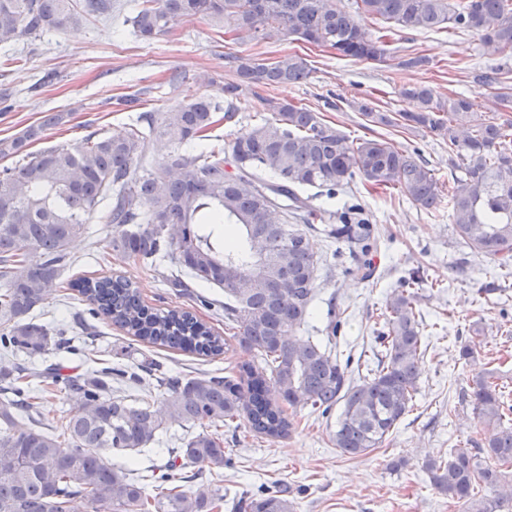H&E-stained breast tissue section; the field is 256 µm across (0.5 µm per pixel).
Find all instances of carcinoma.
<instances>
[{
	"label": "carcinoma",
	"mask_w": 512,
	"mask_h": 512,
	"mask_svg": "<svg viewBox=\"0 0 512 512\" xmlns=\"http://www.w3.org/2000/svg\"><path fill=\"white\" fill-rule=\"evenodd\" d=\"M111 0H0V46L46 31L64 32L85 15H100ZM394 23L400 31L442 28L474 31L490 60L512 55V0H355V14ZM201 16L235 39L293 37L336 55L383 62L384 36H372L335 0H141L126 19L152 41L172 19ZM234 76L219 86L224 101L202 95L164 112H143L117 135L89 136L78 144L28 150L45 128L62 123L52 113L10 140L0 156L15 165L0 170V348L29 356L49 350L48 328L28 318L44 297L66 286L92 305L90 314L136 339L199 356L224 353L228 339L256 352L250 363L222 376L134 377L141 397L112 396L105 372L69 376L60 394L79 404L56 434L44 430L28 376L0 366V512H69L82 496L94 512H220L224 495L209 483L181 477L146 487L154 475L134 474L112 463L114 451L147 448L174 424L192 432L175 449L178 468L229 464L224 439L206 425L239 420L249 432L272 440L290 434L287 410L326 417L341 406L331 439L341 455L366 456L413 410L418 363L427 345L411 291L418 276L403 280L385 304L381 350L374 362L351 367L336 348V306L326 313L325 336L298 340L315 299L317 258L307 231L276 217L293 214L306 225L332 222L330 235L366 256L375 247L364 213L315 207L301 191L336 189L360 182L393 188L418 208L440 201L433 170L384 139L349 138L318 113L260 91L305 81L310 69L296 56L265 63L235 56ZM250 91L247 97L244 91ZM401 95L414 110L391 118L368 100L353 103L367 121L425 130L448 141L450 221L459 241L502 269L512 267V120L499 123L474 99H446L422 84ZM257 100L273 118L233 139L236 173L224 171V150L197 151L217 122ZM172 137L173 152L142 167L153 139ZM102 211L112 225L107 247L143 263L174 260L167 281L183 288L182 275L224 289L226 339L183 309L155 310L123 276L62 281L70 243L88 233ZM338 224H333V221ZM225 224L243 241L224 243ZM279 287H270L271 282ZM464 398L488 431L485 441L447 459L424 464L433 488L464 512H512V393L494 372L482 371ZM27 419L22 427L18 420ZM481 488L485 495L477 496ZM234 512H295L279 488L243 493Z\"/></svg>",
	"instance_id": "carcinoma-1"
}]
</instances>
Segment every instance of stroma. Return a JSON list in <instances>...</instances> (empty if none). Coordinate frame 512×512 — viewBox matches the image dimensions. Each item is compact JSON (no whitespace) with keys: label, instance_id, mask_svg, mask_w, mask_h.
Wrapping results in <instances>:
<instances>
[{"label":"stroma","instance_id":"35a3bbf8","mask_svg":"<svg viewBox=\"0 0 512 512\" xmlns=\"http://www.w3.org/2000/svg\"><path fill=\"white\" fill-rule=\"evenodd\" d=\"M133 5L134 0H112L111 14L17 43L23 62L0 68V139L41 125L45 115L55 112L64 114L63 123L44 128L31 150L72 144L92 133H120L137 112L119 105L118 97L137 95L147 109L162 112L181 101L215 94L216 82L229 78L236 55L267 63L288 55L303 58L309 78L271 89V96L318 112L350 139L381 137L417 153L443 184L451 177L447 142L422 131L369 124L354 102L367 99L388 113L409 111L413 105L400 89L418 83L444 98L457 93L475 98L487 115L512 120L511 110L497 108L501 85L512 87V57L500 62L501 84L479 82L488 60L481 55L479 36L471 31L445 28L398 35L387 46L385 62L375 63L340 59L334 51L290 38L227 40L200 17L177 19L165 36L145 42L125 22ZM416 53L428 57V66L398 70L400 60ZM314 202L333 211L351 204L365 209L378 240L371 255L376 275L362 280L349 274L347 246L323 232L311 233L309 241L319 259L316 298L311 318L297 335H320L326 303L332 299L344 311L343 349L355 356L370 352L376 345L380 309L401 279L419 273L424 281L417 307L429 346L419 364L415 409L381 448L358 458L341 455L332 443L335 418L305 410L298 412L297 426L285 439L271 441L243 428L225 433L224 449L232 464L214 484L228 500L267 486L286 488L296 512H460L459 504L434 490L423 464L484 440L486 432L471 405L458 400L473 375L492 368L512 386V274L500 273L489 259L460 244L448 219L447 201L424 211L393 190L369 194L350 187L334 198L316 196ZM110 234L104 219L93 216L88 233L69 246L65 279L125 275L139 286L145 304L192 311L213 331L223 332L224 318L216 312L224 302L222 289L193 281L186 291L175 292L166 283L170 262L145 264L102 249L100 239ZM84 307L76 292L61 288L49 295L34 316L51 333H64L68 343L40 356L18 354L17 362L53 366L63 379L108 367L132 372L150 359L161 372L203 377L254 357L235 343L214 358L152 347L103 319L94 320L89 334L74 320ZM476 325L482 326L481 335H473ZM469 343L475 352L471 362L460 356ZM31 383L43 392V427L60 430L75 413L76 402L62 399L48 379L35 376ZM178 442L169 434L143 450L113 454L112 461L159 476L167 473L168 451ZM394 459L404 460V468L389 470L387 464Z\"/></svg>","mask_w":512,"mask_h":512}]
</instances>
